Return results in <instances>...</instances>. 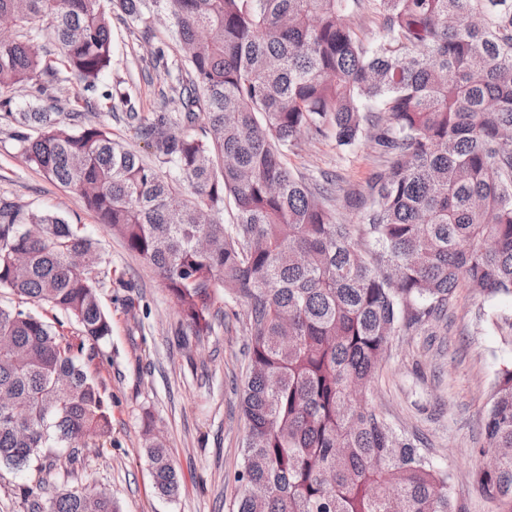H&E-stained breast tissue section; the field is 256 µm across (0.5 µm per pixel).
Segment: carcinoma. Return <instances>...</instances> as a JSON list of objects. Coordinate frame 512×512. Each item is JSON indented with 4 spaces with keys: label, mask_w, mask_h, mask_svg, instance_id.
Returning <instances> with one entry per match:
<instances>
[{
    "label": "carcinoma",
    "mask_w": 512,
    "mask_h": 512,
    "mask_svg": "<svg viewBox=\"0 0 512 512\" xmlns=\"http://www.w3.org/2000/svg\"><path fill=\"white\" fill-rule=\"evenodd\" d=\"M163 14L178 55L154 50L174 108L146 116L112 66L110 20ZM376 26L367 44L348 17ZM0 120L25 160L76 193L175 299L179 333L209 335L221 297L247 306V423L238 512H453L448 476L371 401V383L405 321L441 314L457 288L512 294V0H0ZM48 35L55 50L38 46ZM75 80L76 112L39 105ZM27 84L14 108L6 92ZM117 99L154 149L145 161L88 119ZM203 133H191L197 123ZM342 150L369 140L381 159L361 198L366 258L327 209L338 177L288 168L302 134ZM169 167L163 172L162 167ZM234 221H223L224 208ZM98 244L61 214L0 199V288L63 312L71 338L0 306V467L43 472L29 512H118L89 485L47 497L55 449L112 440V406L83 361L112 333L98 299ZM155 491L178 470L147 426ZM483 492L512 512V367L485 410Z\"/></svg>",
    "instance_id": "carcinoma-1"
}]
</instances>
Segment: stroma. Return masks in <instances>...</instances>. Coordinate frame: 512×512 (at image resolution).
<instances>
[{
    "label": "stroma",
    "mask_w": 512,
    "mask_h": 512,
    "mask_svg": "<svg viewBox=\"0 0 512 512\" xmlns=\"http://www.w3.org/2000/svg\"><path fill=\"white\" fill-rule=\"evenodd\" d=\"M112 67L101 87L122 84L139 111H160L171 81L153 69L154 49L173 51L163 19L130 23L121 13L111 19ZM93 123L142 156L151 153L125 119L121 104L99 100ZM379 165L370 143L337 150L333 140L300 138L288 155L297 174L314 178L329 171L341 176L331 203L337 221L351 225L365 256L375 251L362 234L355 199ZM0 197L32 208L61 213L102 248L98 290L112 318V334L95 346L89 369L112 404V443L89 440L80 460L61 482L112 492L119 512H236L246 423L240 407L245 373L247 308L224 300L226 317L210 336L181 345L175 330V300L142 259L109 235L95 214L70 190L48 180L24 160L10 125L0 122ZM512 317V295L480 296L457 289L440 320L423 319L393 337L373 383L372 401L395 428L424 439V452L447 471L455 512H498L478 484L484 458L478 453L489 387L497 371L512 365V338L498 328ZM162 436L181 477L179 493H156L144 458L145 421ZM32 470L0 469V512H28L23 490L33 485Z\"/></svg>",
    "instance_id": "stroma-1"
}]
</instances>
